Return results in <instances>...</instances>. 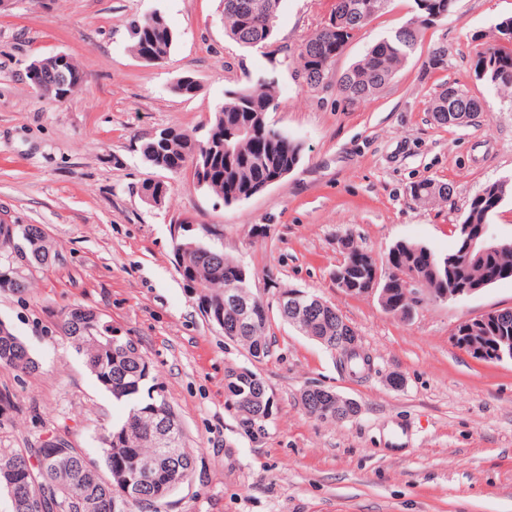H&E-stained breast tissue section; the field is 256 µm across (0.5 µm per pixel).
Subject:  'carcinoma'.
<instances>
[{"label": "carcinoma", "mask_w": 512, "mask_h": 512, "mask_svg": "<svg viewBox=\"0 0 512 512\" xmlns=\"http://www.w3.org/2000/svg\"><path fill=\"white\" fill-rule=\"evenodd\" d=\"M455 0H414L411 18L393 34L375 42L363 57L338 79L336 88L342 101L350 106L363 105L387 85L415 52L422 33L436 21L448 16V3ZM280 0H223L224 28L245 48L263 47L272 37ZM391 0H332L330 19L336 24L321 25L298 48L293 62L295 76L311 87L330 86L332 65L355 33L387 10ZM131 51L148 63H158L170 53L174 34L164 16L156 12L151 20L137 19L131 25ZM474 74L477 80L503 93L512 92V16L495 23L493 34L476 53ZM280 96L278 82L260 74L224 92V103L214 113L204 138L172 129H162L143 141L140 152L152 167L179 174L186 167L193 170L194 183L224 199L230 206L261 192V186L284 167H297L302 158L301 144L274 128L268 114ZM487 111L486 102L455 85H444L431 99L429 112L443 125L465 127ZM144 198L155 205L168 196V185L150 181L143 185ZM451 190L431 178L410 187V196L422 204L449 200ZM512 199V181L502 180L486 186L476 195L456 230V247L447 254L429 246L398 241L380 265L384 275V312L397 316L421 305L433 295L451 287L483 289L498 281L512 278V238L498 239L496 248L477 257H466L464 229L490 223L502 203ZM224 227L210 226L206 236L175 238L174 253L185 251L186 264H177L183 278L201 289L203 310L224 308V296L241 287L252 297L254 321L237 342L248 354L270 355L271 343L266 335L269 321L261 297L249 287L245 266L207 240L219 239ZM0 288L16 293L30 285L32 269L55 256L51 241L35 224H16L13 229L0 228ZM371 254L355 241L336 266L345 275L349 288H361L371 280ZM414 273L418 289L406 290L395 272ZM497 321L486 324L470 319L458 324L454 335L468 336L493 350L501 349L504 358L512 359V309L498 310ZM95 313L73 306L62 314L61 329L99 383L117 402L128 407L125 418L102 428L98 436L103 465L87 457L79 448L46 464L38 458L39 449L0 457V489L18 502L14 512H152L157 505L173 496L191 481L193 454L187 448L185 434H180L175 459L167 460L157 448V412L179 419L175 409L154 382L152 371L142 368L137 344L129 338L113 337L91 329ZM302 331L320 342L328 351L339 355L343 367L356 375L364 372L359 353L351 346L336 345V315L329 312L306 322ZM0 365L25 373L39 370L26 345L16 335L9 341L0 338ZM266 389L255 372L233 371L225 377L227 399L248 427L263 419L251 405L255 393ZM28 465L26 499H18L20 490L14 482L18 467ZM141 483L145 498L131 501L125 496L117 471Z\"/></svg>", "instance_id": "obj_1"}]
</instances>
